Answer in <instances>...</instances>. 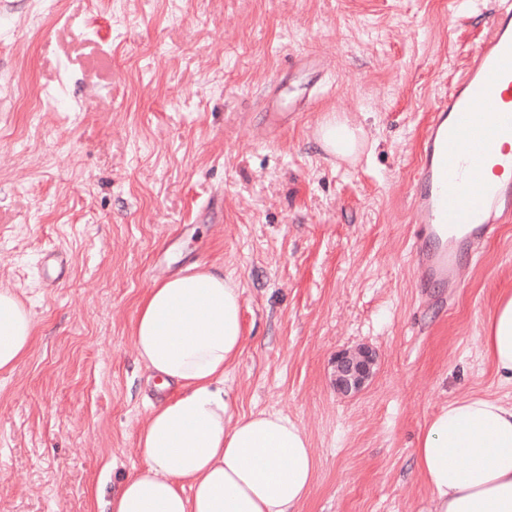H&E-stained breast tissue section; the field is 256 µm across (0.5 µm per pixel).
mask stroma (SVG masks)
<instances>
[{"mask_svg":"<svg viewBox=\"0 0 512 512\" xmlns=\"http://www.w3.org/2000/svg\"><path fill=\"white\" fill-rule=\"evenodd\" d=\"M493 2L125 0L117 22L110 0H0V286L37 328L0 375V512H101L90 490L138 464L161 396L131 347L138 299L214 264L243 290L239 411L282 412L311 439L301 512H425L426 421L467 396L512 401L482 343L512 291V222L464 255L451 293L419 278L409 204L431 107ZM278 85L306 100L269 136ZM46 89L67 109L28 112ZM330 113L366 130L357 161L317 142ZM360 344L376 374L340 395L330 362Z\"/></svg>","mask_w":512,"mask_h":512,"instance_id":"35a3bbf8","label":"stroma"}]
</instances>
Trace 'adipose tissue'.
<instances>
[{
    "label": "adipose tissue",
    "instance_id": "ef3b65f1",
    "mask_svg": "<svg viewBox=\"0 0 512 512\" xmlns=\"http://www.w3.org/2000/svg\"><path fill=\"white\" fill-rule=\"evenodd\" d=\"M326 152L354 156L357 130L323 119ZM243 290L222 268H187L147 288L131 325L135 360L166 396L137 433L140 464L112 492L110 512H298L316 479L311 440L275 410L237 413L224 381L247 336ZM36 327L25 302L0 287V374L29 355ZM499 379L512 384V292L484 336ZM431 503L427 512H512V403L454 400L430 417L413 450Z\"/></svg>",
    "mask_w": 512,
    "mask_h": 512
}]
</instances>
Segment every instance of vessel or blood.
<instances>
[{"instance_id": "vessel-or-blood-1", "label": "vessel or blood", "mask_w": 512, "mask_h": 512, "mask_svg": "<svg viewBox=\"0 0 512 512\" xmlns=\"http://www.w3.org/2000/svg\"><path fill=\"white\" fill-rule=\"evenodd\" d=\"M496 4L491 33L431 110L412 196L421 277L451 288L462 253L512 218V0Z\"/></svg>"}]
</instances>
